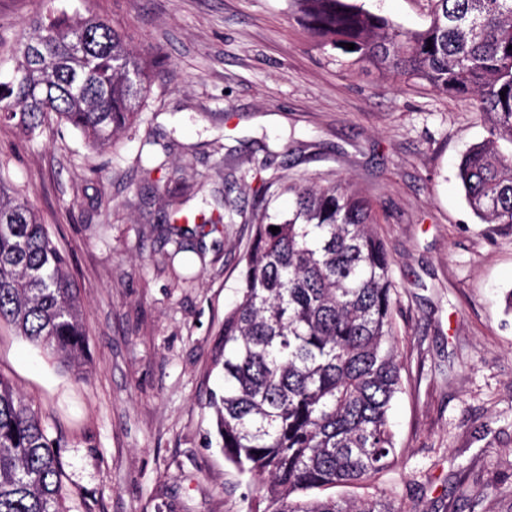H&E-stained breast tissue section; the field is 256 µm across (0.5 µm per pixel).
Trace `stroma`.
Wrapping results in <instances>:
<instances>
[{
	"label": "stroma",
	"mask_w": 512,
	"mask_h": 512,
	"mask_svg": "<svg viewBox=\"0 0 512 512\" xmlns=\"http://www.w3.org/2000/svg\"><path fill=\"white\" fill-rule=\"evenodd\" d=\"M409 29L428 0H361ZM105 16L150 79L138 116L90 148L70 125L37 139L0 124L8 184L70 261L86 364L61 365L0 327V374L60 446L64 512H248L255 483L224 458L212 365L270 183L342 179L374 207L393 260L404 392L399 456L378 481L402 512H512V226L485 224L458 179L486 130L474 100L384 78L322 47L290 0H0V54L49 7ZM164 166L139 161L144 140ZM195 193L184 196V180ZM180 200L190 265L163 219Z\"/></svg>",
	"instance_id": "35a3bbf8"
}]
</instances>
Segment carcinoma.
Masks as SVG:
<instances>
[{"label":"carcinoma","instance_id":"carcinoma-1","mask_svg":"<svg viewBox=\"0 0 512 512\" xmlns=\"http://www.w3.org/2000/svg\"><path fill=\"white\" fill-rule=\"evenodd\" d=\"M293 2L324 46L383 76L477 101L487 137L464 155L459 178L483 223L512 225V156L497 146L512 143V0H430L422 30L355 0ZM32 38L40 59L22 43L12 67L0 57L1 122L35 139L52 114L91 147L130 125L149 76L124 34L97 16L49 10ZM5 169L1 162L0 323L79 369L86 333L77 289L27 197L8 192ZM285 191L291 210L256 218L213 358L224 377L223 395L210 401L224 458L258 485L249 512H395L378 490L315 495L364 488L395 461L390 410L405 365L389 253L370 202L344 180ZM63 477L48 426L0 375V512H61Z\"/></svg>","mask_w":512,"mask_h":512}]
</instances>
